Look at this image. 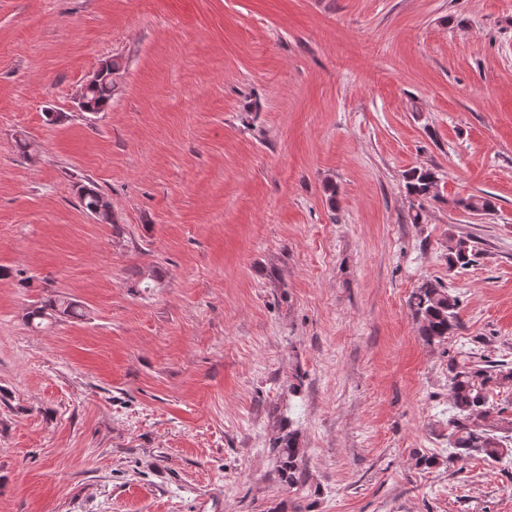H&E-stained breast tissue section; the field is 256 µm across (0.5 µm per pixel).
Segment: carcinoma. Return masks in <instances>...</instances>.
<instances>
[{"mask_svg":"<svg viewBox=\"0 0 512 512\" xmlns=\"http://www.w3.org/2000/svg\"><path fill=\"white\" fill-rule=\"evenodd\" d=\"M123 68L112 60V69L100 80L84 102L85 109L102 112L112 104L119 92L117 76ZM407 193L420 202L437 198L440 182L430 168H412L405 172ZM81 208L102 224H112V211L100 207L102 194L93 186L77 189ZM455 207L471 213L487 215L495 210L492 200L470 195L454 200ZM478 250L474 241L462 236H448L446 261L448 271L460 272L474 265ZM408 305L419 323V336L427 345H442L461 329L460 299L441 280L426 279L411 293ZM80 306L63 295L50 296L28 313L30 323L44 322L54 316L77 317ZM512 389V360L486 361L472 353L448 359V395L452 413L448 416V461L465 462L480 456L487 462L512 457V416L507 408L494 403L493 396ZM278 472L288 488L298 490L305 485L303 449L297 435L290 431L276 449Z\"/></svg>","mask_w":512,"mask_h":512,"instance_id":"obj_1","label":"carcinoma"}]
</instances>
